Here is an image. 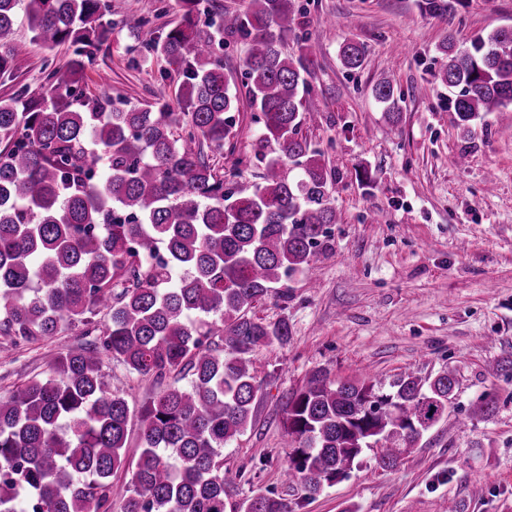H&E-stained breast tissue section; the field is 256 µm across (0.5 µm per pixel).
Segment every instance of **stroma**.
<instances>
[{
  "label": "stroma",
  "mask_w": 512,
  "mask_h": 512,
  "mask_svg": "<svg viewBox=\"0 0 512 512\" xmlns=\"http://www.w3.org/2000/svg\"><path fill=\"white\" fill-rule=\"evenodd\" d=\"M105 2L114 27L85 71V94L174 102L181 77L162 59L140 62L138 22L148 17L154 31H168L181 19L177 0ZM297 3L303 14L288 45H304L315 60L305 80L323 110L306 130L337 173L340 222L331 250L256 309L287 320L291 338L254 357L256 424L224 449L228 501L272 491L296 512H512V379L499 370L512 357V113L463 131L436 77L443 38L463 48L475 34L512 27V0H448L443 17L422 13L417 0ZM347 38L366 47L355 71L338 55ZM72 56L68 46L50 54L31 46L0 75V100L38 96L45 61L62 68ZM386 78L399 98L394 124L372 95ZM235 119V150L217 163L225 177L253 179L258 126L247 107ZM78 340L73 333L15 347L0 336V395L43 375ZM316 368L339 381L385 383L449 368L459 387L447 418L395 467L381 469L365 452L348 478L309 498L282 476L291 449L281 421L288 396ZM104 372L133 409L158 389L114 360ZM486 392L497 405L490 416L481 412Z\"/></svg>",
  "instance_id": "obj_1"
}]
</instances>
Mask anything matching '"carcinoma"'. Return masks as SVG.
<instances>
[{"label":"carcinoma","mask_w":512,"mask_h":512,"mask_svg":"<svg viewBox=\"0 0 512 512\" xmlns=\"http://www.w3.org/2000/svg\"><path fill=\"white\" fill-rule=\"evenodd\" d=\"M180 4L177 25L157 35L145 22L142 38L147 52L184 67L173 112L78 92L112 30L104 0H0V40L22 15L33 43L74 48L41 97L0 100V335L93 337L0 396V512H111L115 499L123 512H295L272 492L227 507L223 452L254 423V354L290 335L286 320L257 317L255 304L307 271L338 223L336 172L303 132L319 102L303 59L284 50L299 7L249 0L215 22L201 20L198 0ZM235 34L248 41L242 68L261 124L259 183L240 174L225 182L203 151H224L239 111L217 56ZM29 48L4 43L0 74ZM438 52L458 126L512 112V27L478 34L465 50L447 38ZM339 56L356 70L366 48L346 39ZM372 94L395 120L391 80ZM107 360L158 383L191 376L140 405L134 463L131 409L106 380ZM458 385L451 370L387 384L312 371L284 409L294 443L285 477L312 497L366 449L379 468L396 466L448 416ZM125 469L127 481H112Z\"/></svg>","instance_id":"obj_1"}]
</instances>
